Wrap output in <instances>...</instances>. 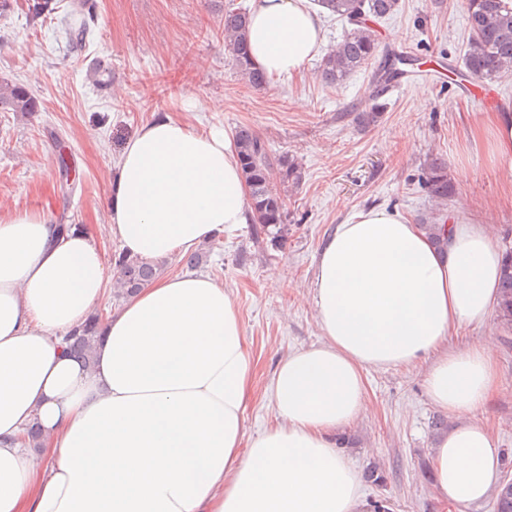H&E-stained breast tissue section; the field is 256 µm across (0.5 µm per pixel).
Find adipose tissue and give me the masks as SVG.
<instances>
[{"instance_id": "ef3b65f1", "label": "adipose tissue", "mask_w": 512, "mask_h": 512, "mask_svg": "<svg viewBox=\"0 0 512 512\" xmlns=\"http://www.w3.org/2000/svg\"><path fill=\"white\" fill-rule=\"evenodd\" d=\"M248 42L269 78L325 43L310 0H252ZM232 140L164 115L129 138L109 192L128 254L186 251L253 220ZM502 252L483 224L436 249L397 211L358 210L324 242L311 280L323 339L279 360L276 422L243 447L253 358L239 312L209 276L154 281L103 322L93 362L65 351L106 293L103 251L39 212L0 215V512H371L336 446L367 408L366 373L413 362L499 306ZM500 385L479 343L438 358L431 402L456 421L432 449L440 499L468 507L502 457L474 415ZM41 445L26 447L29 427Z\"/></svg>"}]
</instances>
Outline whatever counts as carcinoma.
Here are the masks:
<instances>
[{
    "label": "carcinoma",
    "instance_id": "1",
    "mask_svg": "<svg viewBox=\"0 0 512 512\" xmlns=\"http://www.w3.org/2000/svg\"><path fill=\"white\" fill-rule=\"evenodd\" d=\"M329 16L347 22L350 29L343 38L330 46L317 68L319 80L328 86H341L363 68L374 65L376 73L365 106L356 109L357 126L369 128L378 124L395 78L402 74L399 65L409 59L383 53L372 19L382 20L399 8V0H315ZM467 25L470 33L461 58L460 75L474 79H501L512 76V0H466ZM247 9L231 4L224 7V55L238 76L252 88L263 89L269 84L266 74L254 64L247 50ZM83 0H71L65 15L66 36L72 44L83 46L89 32ZM38 109L36 99L24 86L0 81V112L31 113ZM237 159L249 190V204L255 216L251 224L256 242L270 240L281 245L287 234L286 192L288 185L301 180V166L292 155L271 156L265 142L249 127L235 130ZM426 184L434 201L446 205L455 192L448 179L447 165L434 158L427 168ZM116 276L112 288L117 298H125L163 271L164 262L130 256L124 252L114 255ZM501 318L512 324V252L505 256L501 282ZM103 316L95 313L67 337L68 352L84 363L91 361Z\"/></svg>",
    "mask_w": 512,
    "mask_h": 512
}]
</instances>
